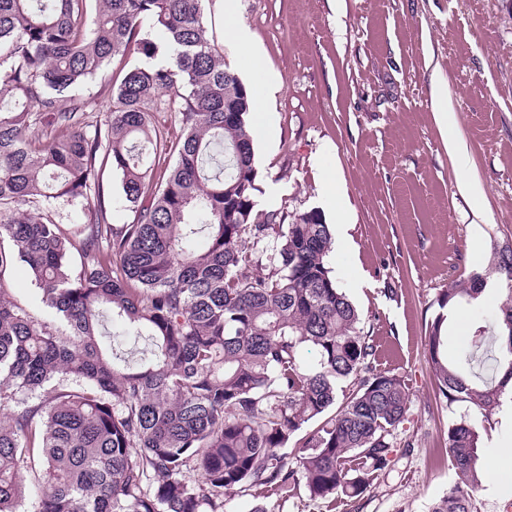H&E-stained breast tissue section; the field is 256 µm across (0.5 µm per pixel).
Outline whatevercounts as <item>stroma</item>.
<instances>
[{"instance_id":"35a3bbf8","label":"stroma","mask_w":512,"mask_h":512,"mask_svg":"<svg viewBox=\"0 0 512 512\" xmlns=\"http://www.w3.org/2000/svg\"><path fill=\"white\" fill-rule=\"evenodd\" d=\"M236 20L278 81L252 125L259 209L320 211L323 193L345 185L353 210L349 246L333 240L329 264L373 339L376 363L403 375L409 410L395 448L363 498L265 501L268 512H432L457 480L445 449L465 412L432 386L425 334L436 299L456 278L480 274L504 288L496 255L512 247V0H238ZM224 61L248 88L257 79L229 23L208 15ZM448 109L484 193L462 192L431 105V81ZM500 300L464 304L448 316L449 358L477 326L494 329ZM512 414L499 408L481 435L491 473Z\"/></svg>"}]
</instances>
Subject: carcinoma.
I'll return each mask as SVG.
<instances>
[{"label":"carcinoma","instance_id":"obj_1","mask_svg":"<svg viewBox=\"0 0 512 512\" xmlns=\"http://www.w3.org/2000/svg\"><path fill=\"white\" fill-rule=\"evenodd\" d=\"M210 2L0 0V512H19L27 473L34 512H224L234 492L355 501L390 463L406 380L377 368L321 212L257 208L253 96L224 63ZM131 51L143 62L104 86L102 122L80 88ZM163 155L176 161L162 170ZM107 168L125 224L109 222ZM75 205L83 223L56 220ZM17 262L68 331L12 296ZM497 264L511 284L494 380L448 363L445 315L426 336L438 397L468 405L448 427L458 482L432 512H470L478 427L512 387V248ZM483 284L449 282L438 307ZM107 320L149 354L119 352Z\"/></svg>","mask_w":512,"mask_h":512}]
</instances>
